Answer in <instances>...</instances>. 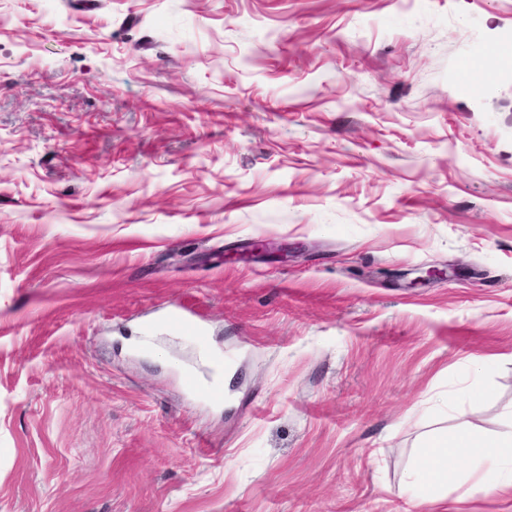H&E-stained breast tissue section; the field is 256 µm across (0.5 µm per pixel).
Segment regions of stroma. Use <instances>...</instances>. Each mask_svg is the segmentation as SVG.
<instances>
[{"label": "stroma", "instance_id": "1", "mask_svg": "<svg viewBox=\"0 0 512 512\" xmlns=\"http://www.w3.org/2000/svg\"><path fill=\"white\" fill-rule=\"evenodd\" d=\"M510 32L512 0H0V512H411L429 437L511 426ZM170 325L173 329L183 332L185 335L194 339L204 350L208 349L209 340L206 329L200 322L187 314V310L184 307L181 306L179 310L173 314Z\"/></svg>", "mask_w": 512, "mask_h": 512}]
</instances>
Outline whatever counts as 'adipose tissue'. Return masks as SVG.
<instances>
[{
  "mask_svg": "<svg viewBox=\"0 0 512 512\" xmlns=\"http://www.w3.org/2000/svg\"><path fill=\"white\" fill-rule=\"evenodd\" d=\"M467 461L460 471L459 461ZM413 477L428 476L433 493L421 496L419 505L435 507L442 498L437 487L461 483L473 494H497L512 490V427L492 436L479 435L460 426L443 439L428 441L417 457Z\"/></svg>",
  "mask_w": 512,
  "mask_h": 512,
  "instance_id": "adipose-tissue-1",
  "label": "adipose tissue"
}]
</instances>
